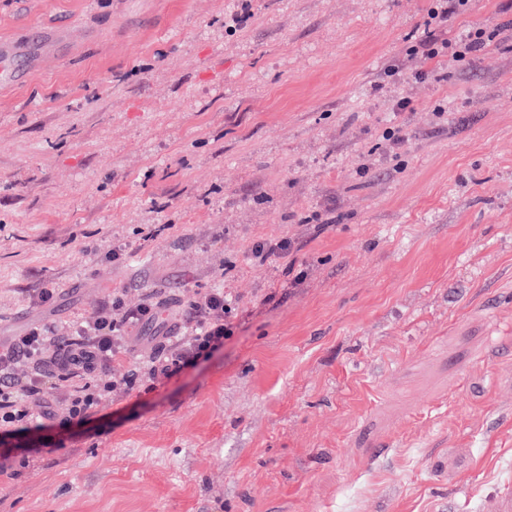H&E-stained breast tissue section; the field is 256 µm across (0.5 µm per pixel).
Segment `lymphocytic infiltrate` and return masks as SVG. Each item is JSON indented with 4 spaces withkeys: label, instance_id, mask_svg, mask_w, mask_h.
<instances>
[{
    "label": "lymphocytic infiltrate",
    "instance_id": "obj_1",
    "mask_svg": "<svg viewBox=\"0 0 512 512\" xmlns=\"http://www.w3.org/2000/svg\"><path fill=\"white\" fill-rule=\"evenodd\" d=\"M470 6L471 0H438L424 20L411 54L457 62L475 58L489 47L503 34V27H473L452 40L443 36L449 21ZM158 307V302L149 298L131 308L116 293L90 319L68 327L34 325L8 346L0 347V476L10 469L11 454L28 447L32 437L46 433L50 447H63L66 435L85 424L88 409L108 402L121 384L112 374L113 357L125 337L155 318ZM231 311L230 301L218 289L186 305L179 313L178 339L144 358L138 367L141 376L153 384L168 380L220 351L231 333L226 322ZM21 365L28 366L27 375L17 374ZM81 374L95 379L99 393L77 386L66 404L47 406L39 414L31 411L28 400L43 395L47 377L67 382Z\"/></svg>",
    "mask_w": 512,
    "mask_h": 512
}]
</instances>
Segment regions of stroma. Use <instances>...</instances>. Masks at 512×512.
I'll use <instances>...</instances> for the list:
<instances>
[{
	"instance_id": "stroma-1",
	"label": "stroma",
	"mask_w": 512,
	"mask_h": 512,
	"mask_svg": "<svg viewBox=\"0 0 512 512\" xmlns=\"http://www.w3.org/2000/svg\"><path fill=\"white\" fill-rule=\"evenodd\" d=\"M433 5L249 0L230 31L238 0H0V40L69 34L0 89V345L116 291L155 298L119 378L174 342L181 304L220 288L233 306L219 352L118 387L65 448L0 476V512H495L512 39L438 80L388 76ZM508 22L507 0H473L448 33ZM281 237L291 260L254 265Z\"/></svg>"
}]
</instances>
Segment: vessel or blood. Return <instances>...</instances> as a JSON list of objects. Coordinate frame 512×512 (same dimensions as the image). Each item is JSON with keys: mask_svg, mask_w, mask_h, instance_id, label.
<instances>
[{"mask_svg": "<svg viewBox=\"0 0 512 512\" xmlns=\"http://www.w3.org/2000/svg\"><path fill=\"white\" fill-rule=\"evenodd\" d=\"M62 35L57 31H40L39 35L0 42V85L23 82V69H37L42 62L58 53Z\"/></svg>", "mask_w": 512, "mask_h": 512, "instance_id": "1", "label": "vessel or blood"}]
</instances>
